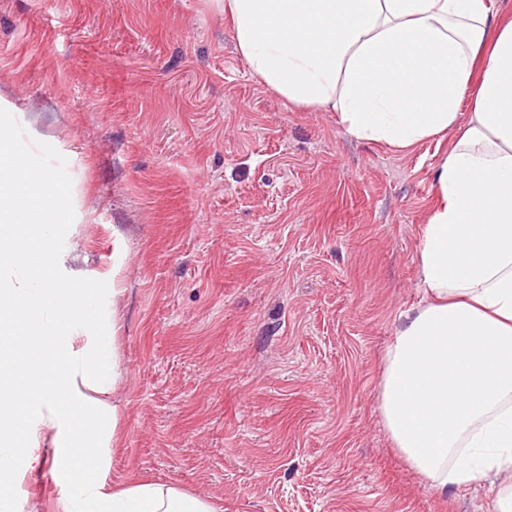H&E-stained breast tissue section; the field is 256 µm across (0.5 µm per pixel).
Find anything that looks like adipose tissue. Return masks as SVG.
Masks as SVG:
<instances>
[{
	"instance_id": "1",
	"label": "adipose tissue",
	"mask_w": 512,
	"mask_h": 512,
	"mask_svg": "<svg viewBox=\"0 0 512 512\" xmlns=\"http://www.w3.org/2000/svg\"><path fill=\"white\" fill-rule=\"evenodd\" d=\"M223 2L249 71L288 103L396 149L454 133L418 253L421 301L387 353L380 412L440 492L511 473L512 17L490 0ZM64 198L0 137V512L19 460L50 468L65 512H216L173 486L108 481L115 316L57 243Z\"/></svg>"
}]
</instances>
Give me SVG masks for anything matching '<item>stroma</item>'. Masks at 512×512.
Here are the masks:
<instances>
[{"label": "stroma", "instance_id": "obj_1", "mask_svg": "<svg viewBox=\"0 0 512 512\" xmlns=\"http://www.w3.org/2000/svg\"><path fill=\"white\" fill-rule=\"evenodd\" d=\"M64 184L59 242L115 289V484L218 512H495L494 475L441 493L393 447L384 360L453 139L408 151L293 107L222 0H0V113ZM20 473L16 512H62Z\"/></svg>", "mask_w": 512, "mask_h": 512}]
</instances>
